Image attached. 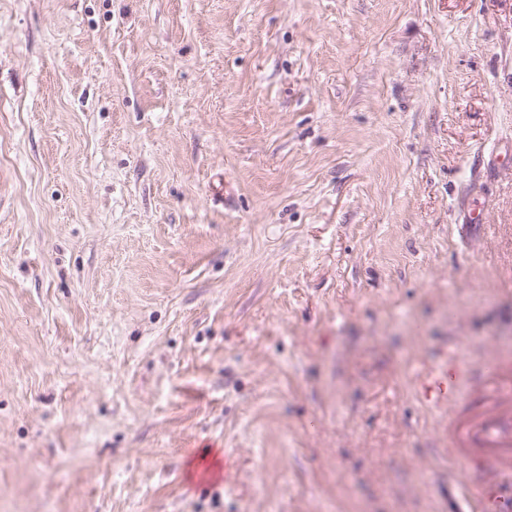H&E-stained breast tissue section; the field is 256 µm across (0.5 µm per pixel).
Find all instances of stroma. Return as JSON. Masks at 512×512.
Returning <instances> with one entry per match:
<instances>
[{"label": "stroma", "mask_w": 512, "mask_h": 512, "mask_svg": "<svg viewBox=\"0 0 512 512\" xmlns=\"http://www.w3.org/2000/svg\"><path fill=\"white\" fill-rule=\"evenodd\" d=\"M508 348L512 0H0V512H448Z\"/></svg>", "instance_id": "obj_1"}]
</instances>
